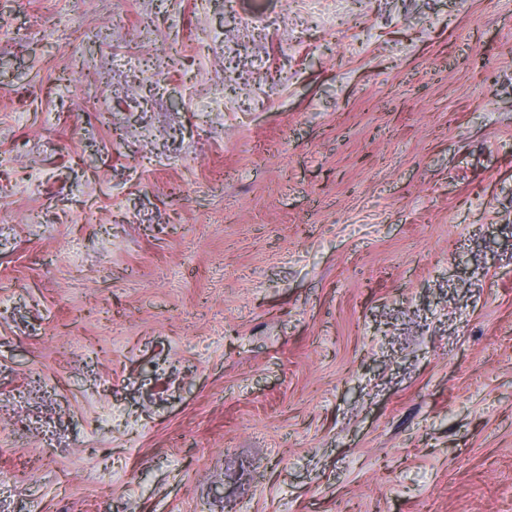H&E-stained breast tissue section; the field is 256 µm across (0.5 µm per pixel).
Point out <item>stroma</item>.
<instances>
[{
  "label": "stroma",
  "instance_id": "stroma-1",
  "mask_svg": "<svg viewBox=\"0 0 512 512\" xmlns=\"http://www.w3.org/2000/svg\"><path fill=\"white\" fill-rule=\"evenodd\" d=\"M0 498L512 512V0H0Z\"/></svg>",
  "mask_w": 512,
  "mask_h": 512
}]
</instances>
